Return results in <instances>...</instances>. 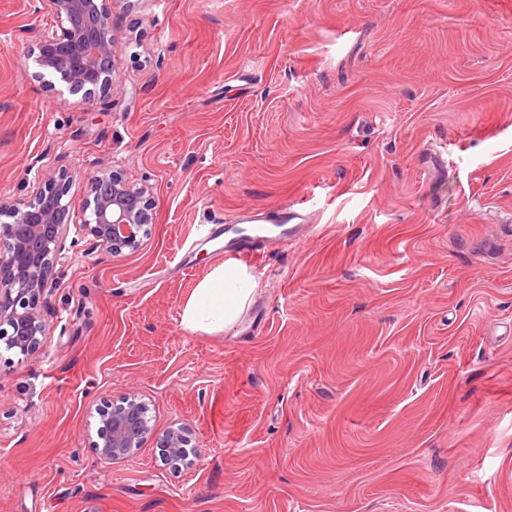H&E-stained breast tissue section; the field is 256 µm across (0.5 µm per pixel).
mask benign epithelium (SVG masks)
<instances>
[{"mask_svg":"<svg viewBox=\"0 0 512 512\" xmlns=\"http://www.w3.org/2000/svg\"><path fill=\"white\" fill-rule=\"evenodd\" d=\"M57 19L49 28L25 37L27 57L33 59L36 79L52 76L92 103L112 90V63L118 40L112 28V0H40ZM149 187L129 182L118 170L102 172L80 202L70 194L68 178L38 182L31 195L15 203L0 200V346L25 359L39 353L47 324L38 304L48 290L54 266L73 224L76 233L90 238L119 257L140 249L155 223ZM150 405L131 393L119 402L96 408L101 423L96 453L108 461L121 460L153 434ZM164 463L174 469L187 461L188 439L183 428L157 438Z\"/></svg>","mask_w":512,"mask_h":512,"instance_id":"benign-epithelium-1","label":"benign epithelium"}]
</instances>
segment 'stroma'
Listing matches in <instances>:
<instances>
[{
  "label": "stroma",
  "instance_id": "35a3bbf8",
  "mask_svg": "<svg viewBox=\"0 0 512 512\" xmlns=\"http://www.w3.org/2000/svg\"><path fill=\"white\" fill-rule=\"evenodd\" d=\"M55 22L0 0V198L114 169L156 222L67 246L0 353V512H512V0H114L94 104L33 76ZM283 207L243 322L184 330L225 225ZM132 392L154 434L101 459ZM157 445L161 450L165 465L174 469L183 466L187 461L188 439L183 428H172L157 438Z\"/></svg>",
  "mask_w": 512,
  "mask_h": 512
}]
</instances>
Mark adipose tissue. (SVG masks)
I'll return each mask as SVG.
<instances>
[{
    "mask_svg": "<svg viewBox=\"0 0 512 512\" xmlns=\"http://www.w3.org/2000/svg\"><path fill=\"white\" fill-rule=\"evenodd\" d=\"M256 283L246 267H213L186 300L180 322L192 333L218 334L234 326L252 302Z\"/></svg>",
    "mask_w": 512,
    "mask_h": 512,
    "instance_id": "obj_1",
    "label": "adipose tissue"
}]
</instances>
